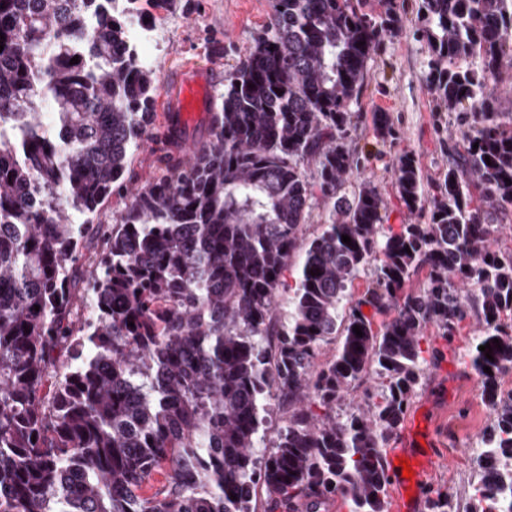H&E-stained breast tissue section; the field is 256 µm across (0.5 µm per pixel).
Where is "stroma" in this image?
<instances>
[{"label": "stroma", "mask_w": 512, "mask_h": 512, "mask_svg": "<svg viewBox=\"0 0 512 512\" xmlns=\"http://www.w3.org/2000/svg\"><path fill=\"white\" fill-rule=\"evenodd\" d=\"M403 31L384 38L367 62L358 99L359 118L348 145L359 157L362 177L381 192L387 219L381 234L398 232L413 218L398 200L392 166L400 155L417 159L425 186L442 180L448 166L463 154L466 143L456 113L446 111L425 80L427 48L416 35L417 0H396ZM135 8L155 26L153 52L157 86L155 130L166 133L165 111L178 90L183 70L206 69L212 93L224 89V73L244 57L261 33L269 0H137ZM387 113L396 131L393 141L378 138L373 115ZM160 144L145 142L126 173L128 192L113 194L101 208L104 219L123 212L130 190L143 186L163 169ZM479 335L476 316H468L455 336H431L438 357L429 359L405 419L384 451L389 470L386 512L402 498L413 501L412 512H427L426 500L435 490L453 495L459 512L468 507L478 476L473 458L493 415L481 399L478 375L468 354ZM436 456L437 463L420 476L406 479L398 460L407 449Z\"/></svg>", "instance_id": "obj_1"}]
</instances>
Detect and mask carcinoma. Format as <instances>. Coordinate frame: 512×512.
<instances>
[{
    "mask_svg": "<svg viewBox=\"0 0 512 512\" xmlns=\"http://www.w3.org/2000/svg\"><path fill=\"white\" fill-rule=\"evenodd\" d=\"M131 3L0 0V512H256L262 494L283 512L336 495L351 512H386L383 448L422 378L424 332L449 338L470 311V365L494 424L467 512H512V392L500 383L512 250L491 246L494 214L512 206V117L485 92L512 62V0H418L426 82L468 126L462 162L433 192L413 156L394 165L399 201L424 223L382 237L378 188L346 189L360 167L351 105L367 59L402 28L394 0L375 15L350 0H270L265 30L224 73L208 141L185 165L165 154L162 174L98 222L102 250L87 258L92 218L152 137L153 70L128 40ZM466 101L479 111H460ZM373 126L394 137L386 113ZM319 206L327 220L307 240ZM367 267L372 286L355 300ZM372 373L381 400L336 413ZM270 397L286 426L257 456ZM427 509L455 512L441 490Z\"/></svg>",
    "mask_w": 512,
    "mask_h": 512,
    "instance_id": "carcinoma-1",
    "label": "carcinoma"
}]
</instances>
